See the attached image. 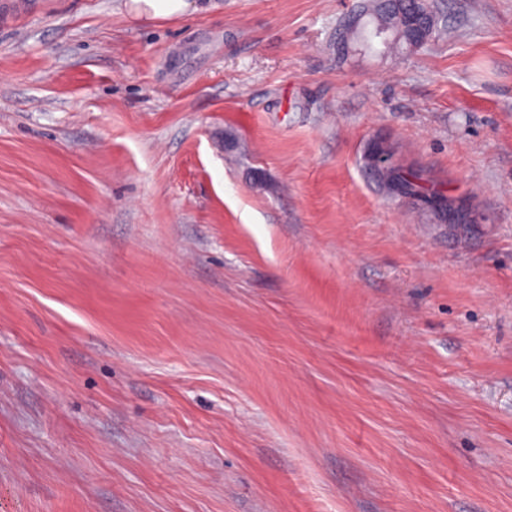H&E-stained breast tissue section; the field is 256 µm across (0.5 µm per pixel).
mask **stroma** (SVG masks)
<instances>
[{
    "label": "stroma",
    "mask_w": 512,
    "mask_h": 512,
    "mask_svg": "<svg viewBox=\"0 0 512 512\" xmlns=\"http://www.w3.org/2000/svg\"><path fill=\"white\" fill-rule=\"evenodd\" d=\"M0 21V512H512V0ZM466 229L390 195L375 144ZM372 2H377L375 5L370 4V7L376 10L373 13L375 15V22H380L388 26L391 31V36L389 38L385 37V39L379 38L376 34L377 30L373 24L358 30L360 21L366 14L365 12L360 11L361 18L356 26L352 27L345 21L342 25L343 32L338 29V32L336 33V43L343 45V51H345L344 47L346 42L353 40H357L359 42V48L362 51H374L378 54L404 50L414 51L418 49L417 47H423L433 38H436L445 31V27L442 28L438 26V5L431 4L429 3L430 1L425 3L421 2L419 7L427 13L436 16L437 21L435 23V19L426 14L427 23L430 25L435 23V25L431 27L423 43L415 44L407 26V15L415 10V1L398 0L388 1L383 4L378 1ZM374 41H377L381 48H375ZM431 207L448 217V223L457 229H462L471 219V207L464 200L448 197L446 200L433 199Z\"/></svg>",
    "instance_id": "1"
}]
</instances>
